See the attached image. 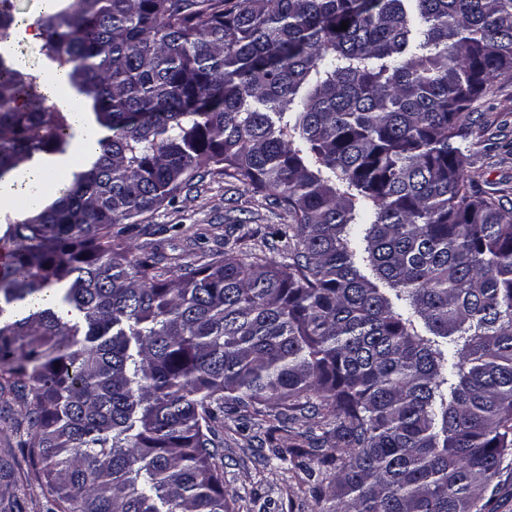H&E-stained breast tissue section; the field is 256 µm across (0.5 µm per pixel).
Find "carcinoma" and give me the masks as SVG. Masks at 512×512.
Masks as SVG:
<instances>
[{"label": "carcinoma", "mask_w": 512, "mask_h": 512, "mask_svg": "<svg viewBox=\"0 0 512 512\" xmlns=\"http://www.w3.org/2000/svg\"><path fill=\"white\" fill-rule=\"evenodd\" d=\"M61 2L42 51L109 134L0 235V391L30 399L55 512H232L215 423L249 409L319 419L334 512H485L512 455V208L467 174L468 110L512 81V0ZM14 10L0 179L76 125L10 56ZM213 166L288 215L265 241L286 261L134 254Z\"/></svg>", "instance_id": "cac0c4a2"}]
</instances>
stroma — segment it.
<instances>
[{"instance_id":"stroma-1","label":"stroma","mask_w":512,"mask_h":512,"mask_svg":"<svg viewBox=\"0 0 512 512\" xmlns=\"http://www.w3.org/2000/svg\"><path fill=\"white\" fill-rule=\"evenodd\" d=\"M45 11L43 0H15L19 34L10 53L33 78L49 70L36 32ZM473 115L485 114L493 126L477 139L470 176L484 189L512 188V84H495L478 101ZM55 177L26 173L14 179L5 195L11 217L30 208L33 196L51 197ZM244 219L242 227L229 226L231 218ZM287 216L251 187L212 173L191 188L177 192L174 200L145 215L141 227L130 232L136 253L159 254L165 264L180 268L199 264L233 246L246 253H260L270 225L287 223ZM29 400L0 397V462L14 469L11 480L0 479V502L18 501L22 512H47V488L40 469L32 467L21 444ZM270 416L225 413L216 429L219 453L224 462V487L235 497L234 512H330L328 499L317 500L307 492L306 475L291 463L276 459L272 447H306L317 427L316 420L301 417L286 430L274 428Z\"/></svg>"}]
</instances>
